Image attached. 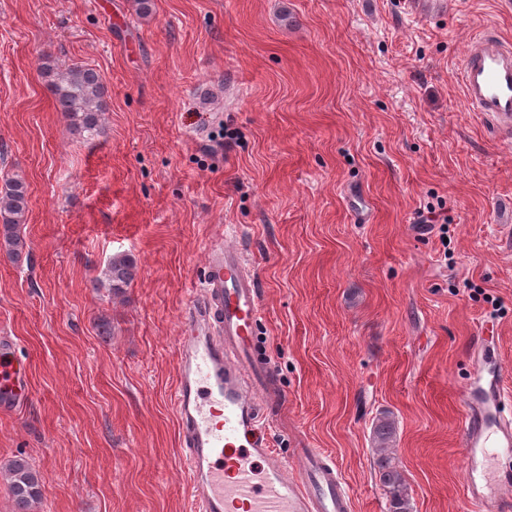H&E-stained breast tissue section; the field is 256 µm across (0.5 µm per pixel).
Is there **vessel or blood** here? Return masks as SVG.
<instances>
[{
    "label": "vessel or blood",
    "mask_w": 512,
    "mask_h": 512,
    "mask_svg": "<svg viewBox=\"0 0 512 512\" xmlns=\"http://www.w3.org/2000/svg\"><path fill=\"white\" fill-rule=\"evenodd\" d=\"M467 104L484 113L493 130L512 135V41L484 30L468 42L460 68ZM209 274L190 302L189 329L179 340L174 410L191 481V512H351L349 491L335 467L302 449L294 474L270 446L261 404L266 368L254 359L262 307L255 277L240 252L211 250ZM219 327L201 336L199 325ZM28 389L14 345L0 341V408L26 400ZM498 378L469 389L463 399L460 446L470 481L468 500L487 512L493 499L477 482L476 456L512 453V422L505 420Z\"/></svg>",
    "instance_id": "1"
}]
</instances>
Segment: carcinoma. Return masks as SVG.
Listing matches in <instances>:
<instances>
[{
  "instance_id": "cac0c4a2",
  "label": "carcinoma",
  "mask_w": 512,
  "mask_h": 512,
  "mask_svg": "<svg viewBox=\"0 0 512 512\" xmlns=\"http://www.w3.org/2000/svg\"><path fill=\"white\" fill-rule=\"evenodd\" d=\"M59 110L72 131L94 138L101 133V116L106 110L105 86L101 75L85 65L61 68L45 63L41 67ZM28 209L27 187L20 177L5 181L0 188V246L19 255L25 245L19 232ZM136 277V261L130 255L114 257L103 278L91 281L94 288H107L113 294L125 291ZM394 424L386 415L377 419L372 431V452L379 481L389 501V512H412L409 485L400 470L392 443ZM5 478L16 512H32L45 496L39 472L24 458L13 460Z\"/></svg>"
}]
</instances>
